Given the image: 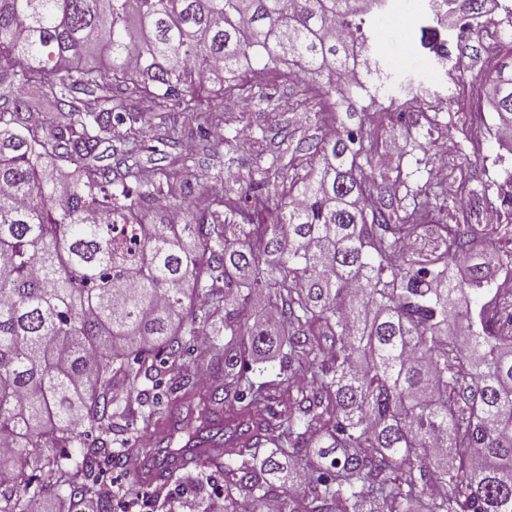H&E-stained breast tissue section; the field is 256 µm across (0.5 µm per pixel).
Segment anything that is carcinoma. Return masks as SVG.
I'll return each mask as SVG.
<instances>
[{"instance_id":"1","label":"carcinoma","mask_w":512,"mask_h":512,"mask_svg":"<svg viewBox=\"0 0 512 512\" xmlns=\"http://www.w3.org/2000/svg\"><path fill=\"white\" fill-rule=\"evenodd\" d=\"M370 0H0V512L48 491L61 512L85 499L112 512L99 466L141 451L163 483L189 468L224 475V512H512V294L474 260L467 224L420 237L443 192L425 184L404 214L375 207L363 124L299 147L304 176L281 175L277 221L252 191L240 224L146 223L150 193L99 196L108 173L67 180L53 161L91 155L125 100L158 110L210 82L242 90L253 63L319 80L309 99L367 63ZM425 48L451 57L434 0ZM470 30L487 0H444ZM484 81L512 132V29ZM102 57L106 69L82 64ZM67 72V77L57 74ZM77 86L109 107L82 111ZM57 112L41 136L12 132ZM260 174L280 159L255 155ZM470 262L460 283L448 257ZM325 340L314 350L311 337ZM276 351L281 372L250 379ZM223 363L198 393L191 359ZM296 386L287 418L277 394ZM188 408L172 420L156 390ZM100 437L73 456L87 430Z\"/></svg>"}]
</instances>
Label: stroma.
<instances>
[{
    "label": "stroma",
    "mask_w": 512,
    "mask_h": 512,
    "mask_svg": "<svg viewBox=\"0 0 512 512\" xmlns=\"http://www.w3.org/2000/svg\"><path fill=\"white\" fill-rule=\"evenodd\" d=\"M423 0H388L380 15L385 24L379 52L398 80L420 84L419 102L404 109H385L381 104L364 105L353 99L331 95L337 123L356 113L358 121L378 134L372 158L375 181V206H404L418 186L428 179L436 164H444L447 190L436 221L440 224H468L476 231L487 227L483 201L495 190V181L512 171V149L492 133L496 114L487 100L481 99L482 79L494 64L492 54L482 48L475 35L452 45V60L434 61L420 43V31L406 23L405 12H418ZM251 85L263 88L273 97L267 111L248 104L240 91L222 92L209 84L198 91L199 111L181 107L157 111L147 98H131L134 109L130 120L120 124V138L101 141L95 152L84 159L61 158L58 168L66 174L93 165L108 172L113 181H121L118 162L126 150H133L138 175L148 186L157 187L166 200L169 216L181 210L192 213L220 211L227 224L240 223L235 212L223 205L224 186L246 187L253 176L252 157L256 150L292 162L302 168L307 162L297 143L319 139L322 124L308 119L303 106L302 87L263 72L252 77ZM446 97L448 109L432 110L436 98ZM289 138H282L281 128ZM249 130L250 139L237 151H229L225 141ZM101 481L113 495L114 512H198L199 498L195 480L177 484L149 483L135 501L125 492L134 478L123 468H105Z\"/></svg>",
    "instance_id": "stroma-1"
}]
</instances>
